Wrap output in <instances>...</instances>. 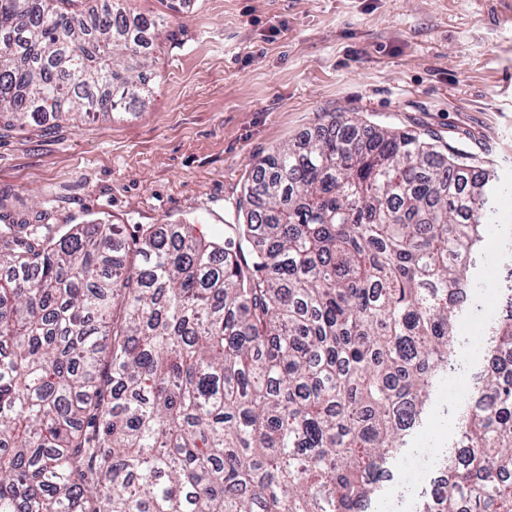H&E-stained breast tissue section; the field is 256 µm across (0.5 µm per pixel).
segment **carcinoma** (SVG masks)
<instances>
[{
  "label": "carcinoma",
  "instance_id": "cac0c4a2",
  "mask_svg": "<svg viewBox=\"0 0 512 512\" xmlns=\"http://www.w3.org/2000/svg\"><path fill=\"white\" fill-rule=\"evenodd\" d=\"M0 0V116L143 104L133 0ZM224 236L0 224V512H375L448 374L500 187L331 114L255 164ZM416 512H512V288Z\"/></svg>",
  "mask_w": 512,
  "mask_h": 512
}]
</instances>
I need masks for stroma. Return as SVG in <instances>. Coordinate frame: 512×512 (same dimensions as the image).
<instances>
[{"label":"stroma","instance_id":"obj_1","mask_svg":"<svg viewBox=\"0 0 512 512\" xmlns=\"http://www.w3.org/2000/svg\"><path fill=\"white\" fill-rule=\"evenodd\" d=\"M505 0H184L150 48L146 107L0 131V222L238 223L256 161L314 133L328 113L431 134L509 191L495 203L476 286L457 321L469 369L499 316L493 274L512 266V9ZM466 380L438 379L427 415L391 464L457 439Z\"/></svg>","mask_w":512,"mask_h":512}]
</instances>
